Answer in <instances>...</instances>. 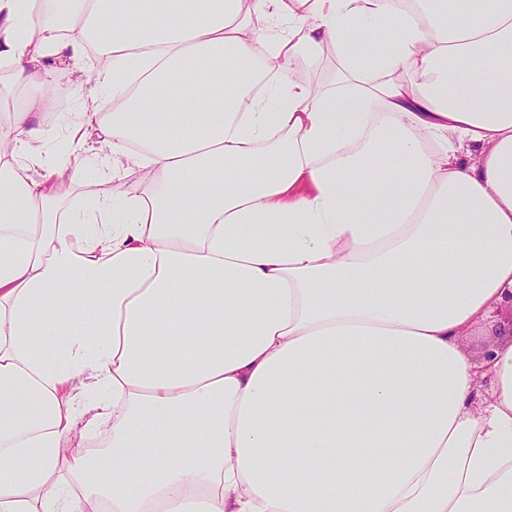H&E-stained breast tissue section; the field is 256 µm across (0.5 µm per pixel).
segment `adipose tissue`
<instances>
[{"label": "adipose tissue", "instance_id": "1", "mask_svg": "<svg viewBox=\"0 0 512 512\" xmlns=\"http://www.w3.org/2000/svg\"><path fill=\"white\" fill-rule=\"evenodd\" d=\"M7 96L0 512H512V0H0ZM68 86V98L65 109H59L56 98L50 90V95L53 100L52 108L46 112L45 120L49 123V117L54 116L51 123L55 126L63 138L66 132V125L71 113L81 112L86 107L92 104L93 99L98 98L95 91V84L90 80L86 71L76 72L71 76V80L66 84ZM96 139L97 138L94 135L88 140V143L84 144L82 148L76 149L72 155V163L82 169V177L72 187L69 198L70 203H80L81 201H85L89 195L93 193V185L102 184L96 171H94V167L88 159L91 155V146L93 141ZM512 324V306L505 304L496 310L489 323L474 327L463 339L465 349L471 354L474 362L481 365L485 360V355L492 345L503 338L511 336H500V329L504 326L511 327Z\"/></svg>", "mask_w": 512, "mask_h": 512}]
</instances>
